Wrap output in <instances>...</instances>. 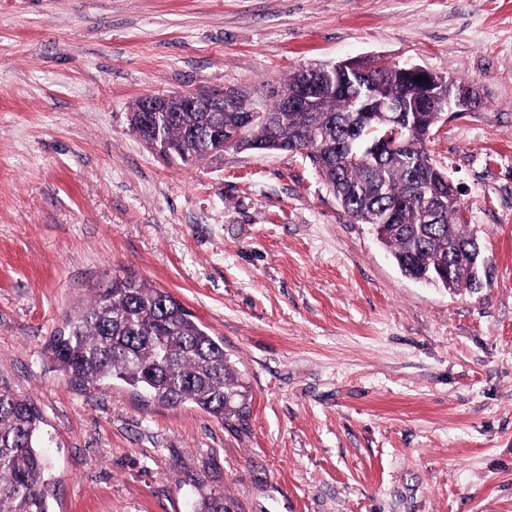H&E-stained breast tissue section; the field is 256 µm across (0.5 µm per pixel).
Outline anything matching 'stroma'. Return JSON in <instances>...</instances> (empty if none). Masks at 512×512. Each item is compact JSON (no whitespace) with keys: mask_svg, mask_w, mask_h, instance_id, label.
Listing matches in <instances>:
<instances>
[{"mask_svg":"<svg viewBox=\"0 0 512 512\" xmlns=\"http://www.w3.org/2000/svg\"><path fill=\"white\" fill-rule=\"evenodd\" d=\"M378 55L474 82L425 148L483 286L401 274L300 153L167 162L146 94ZM167 289L249 390L244 430L77 388L40 351L113 276ZM0 377L53 442L56 512H512V0H0ZM195 505L192 512H230L221 490L198 483L195 494Z\"/></svg>","mask_w":512,"mask_h":512,"instance_id":"1","label":"stroma"}]
</instances>
